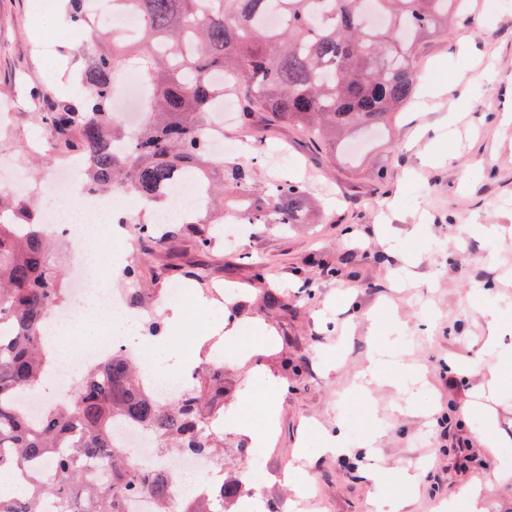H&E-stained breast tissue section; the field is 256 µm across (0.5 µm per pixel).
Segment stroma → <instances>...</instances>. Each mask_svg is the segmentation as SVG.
<instances>
[{
	"label": "stroma",
	"instance_id": "1",
	"mask_svg": "<svg viewBox=\"0 0 512 512\" xmlns=\"http://www.w3.org/2000/svg\"><path fill=\"white\" fill-rule=\"evenodd\" d=\"M64 0H0V189L48 179L43 151L52 138L37 114L65 96L85 63ZM46 42L49 54L35 46ZM467 43L470 56L456 48ZM416 93L427 111L408 108L371 141L362 160L320 155L294 128L231 120L224 139L252 142L239 158L258 182L294 173L320 207L314 224H254L238 246L210 249L164 239L134 243L126 280L93 265L102 287L137 293L171 278L187 282L201 313L165 308L167 335L179 337L170 362H191L194 386L224 379V404L212 419L224 478L267 472L259 491L266 512H291L295 481L316 490L305 512H371L375 495L399 496L404 512H512V364L486 352L485 316L508 327L512 349V0H469L447 33L426 38ZM452 102L462 123L445 127L436 105ZM478 225L468 233L467 225ZM336 268L323 276L324 267ZM282 303L272 306L269 294ZM233 329L219 353L223 369L196 355L201 336ZM398 357L386 370L395 385L359 387L367 359ZM425 384L405 401L411 370ZM253 435L225 428L247 392ZM344 424L347 449L323 452L320 432ZM420 479L406 486L405 473Z\"/></svg>",
	"mask_w": 512,
	"mask_h": 512
}]
</instances>
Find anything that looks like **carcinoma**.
<instances>
[{
  "label": "carcinoma",
  "instance_id": "carcinoma-1",
  "mask_svg": "<svg viewBox=\"0 0 512 512\" xmlns=\"http://www.w3.org/2000/svg\"><path fill=\"white\" fill-rule=\"evenodd\" d=\"M141 17L131 41L148 85L143 121L132 131L112 108L127 59L97 45L88 0H66L77 30L94 33L77 81L79 97L53 99L37 113L56 155L86 159L90 186L135 193L151 210L171 202L183 178L203 182L193 217L172 224L165 237L211 247L224 211L249 224H306L307 190L285 178L260 186L246 165L215 156L209 139L224 137L210 124L224 93L236 95L242 123L265 112L280 126H297L315 148L334 151L351 130L385 127L413 99V61L424 38L467 7L464 0H115ZM276 14L280 25L265 19ZM50 235L25 197L0 191V471L12 476L41 463L20 484L24 493L0 495V512H125L128 498L151 496L169 512L173 472L131 469L111 435L126 422L164 450L207 457L215 438L207 409L224 402V382L162 402L147 389L138 364L118 351L86 369L79 397L50 404L38 415L20 402L49 380L44 337L48 314L66 302L63 278L50 255ZM104 463L105 479L90 480ZM246 494L239 482L210 484L206 495L184 496L179 512H224Z\"/></svg>",
  "mask_w": 512,
  "mask_h": 512
}]
</instances>
